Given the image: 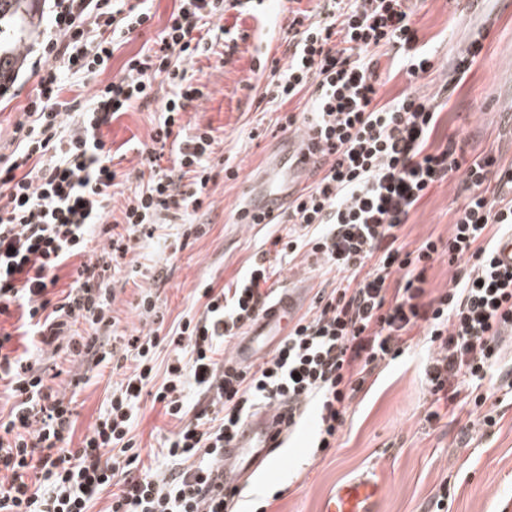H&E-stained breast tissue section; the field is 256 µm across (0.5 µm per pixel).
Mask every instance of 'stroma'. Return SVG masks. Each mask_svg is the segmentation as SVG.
<instances>
[{"label":"stroma","instance_id":"1","mask_svg":"<svg viewBox=\"0 0 512 512\" xmlns=\"http://www.w3.org/2000/svg\"><path fill=\"white\" fill-rule=\"evenodd\" d=\"M148 5L155 15L152 25L133 33L104 73L68 77L64 99L86 101L97 84L118 76L130 56L152 45L177 0H148ZM223 23L236 28V46L227 50L223 40L206 33L212 49L191 66L203 96L181 120L183 138L200 129L212 134L209 195L201 208H186L176 222L162 224L115 271L113 315L119 331L128 335L156 328L166 332L181 316L200 312V288L232 286L264 242L288 229L284 223L240 220L243 208L259 204L256 182L270 173L288 141L287 132L276 125V111L258 104L268 74L264 59L283 58L287 48L288 0H266L259 12H228ZM414 23L421 43L434 56V67L411 83L403 74H391L390 57L381 56V98L392 99L407 89L426 95L443 91L456 56L475 35H483L482 51L466 79L446 93L433 139L438 144L455 140L468 159L489 154L500 166L512 165V0H417ZM36 87L26 62L7 93L0 94V162L17 144L16 124ZM161 115L160 102L138 103L101 129L119 181L106 218L114 233H123L124 207L149 181L140 150L156 136ZM228 166L237 169V179L225 178ZM465 198L459 179L435 184L404 226L409 246L431 235L447 237ZM292 278L306 282L314 293L334 286L333 273L303 252L281 264L268 285L280 288ZM146 290L156 300L151 316L137 307ZM427 355V341L417 335L399 359L375 369L352 401L329 453L311 456V426L291 435L276 452L278 477L272 481L254 473L242 489L240 512H254L259 497L276 490L283 496L274 502L275 512H320L323 497L338 482L360 475L386 488L378 512H434V496L442 489L448 492V512H512V404L501 408L499 424L488 430H468L446 416L427 421L431 396L421 377ZM41 367L49 383L73 401L72 441L77 444L134 363L125 361L117 371L107 362L91 369L81 358L63 355L44 360ZM138 407L135 440L145 449L158 446L174 430V422L153 405L150 395H142Z\"/></svg>","mask_w":512,"mask_h":512}]
</instances>
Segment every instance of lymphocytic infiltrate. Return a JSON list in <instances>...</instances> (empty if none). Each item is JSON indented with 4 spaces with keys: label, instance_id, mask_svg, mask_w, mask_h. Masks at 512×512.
Segmentation results:
<instances>
[{
    "label": "lymphocytic infiltrate",
    "instance_id": "f902f5d3",
    "mask_svg": "<svg viewBox=\"0 0 512 512\" xmlns=\"http://www.w3.org/2000/svg\"><path fill=\"white\" fill-rule=\"evenodd\" d=\"M410 2L316 0L309 10L289 8L288 60L272 62L260 98L283 108L308 94L306 119L284 111L277 122L286 130L305 124L317 178L290 203V227L273 238L274 257L255 258L233 287L204 289L201 312L175 325L178 346L164 373L156 371V332L119 346L136 366L74 449L71 402L46 384L34 357L62 340L70 354L104 362L100 336L118 325L110 315L115 253L152 238L163 214L201 207L211 180L210 132L186 140L172 168L160 160L166 135L203 96L188 66L208 47L193 31L222 21L244 0H178L155 47L129 57L86 106L63 100L66 74L106 70L115 47L150 26L152 16L118 0H52L53 23L39 44L38 93L17 124L10 164L0 167V317L18 321L15 332L0 333V382L14 399L0 416V512H90L105 491L106 512H232L240 491L224 487V448L244 420L258 408L287 405L281 426L288 436L314 406L313 446L329 451L374 368L400 357L421 326L433 348L424 367L429 418L463 412L468 426L497 425L483 385L512 396V377L496 369L498 340L512 329V271L497 260L501 241L512 235V167L489 155L461 163L452 141L432 146L444 108L437 96L406 91L381 101V49H396L408 81L433 67ZM159 83L168 88L161 99L165 136L142 152L153 176L125 207L126 238L88 256L117 185L100 131L115 114L156 99ZM455 177L468 196L447 239L408 247L402 231L411 212L432 185ZM185 178L189 188L179 190ZM302 251L335 272V288L316 293L271 357L234 366L228 346L273 294L272 258ZM74 257L81 263L72 282L55 293ZM442 258L452 277L431 296L427 273ZM80 323L86 333L77 331ZM147 389L178 428L145 453L131 431ZM191 391L207 401L194 414ZM146 454L163 460L165 470L146 466Z\"/></svg>",
    "mask_w": 512,
    "mask_h": 512
}]
</instances>
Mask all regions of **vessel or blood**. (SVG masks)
Returning <instances> with one entry per match:
<instances>
[{"label":"vessel or blood","mask_w":512,"mask_h":512,"mask_svg":"<svg viewBox=\"0 0 512 512\" xmlns=\"http://www.w3.org/2000/svg\"><path fill=\"white\" fill-rule=\"evenodd\" d=\"M307 298L306 289L285 288L250 324L243 340L234 346V363L250 365L269 354L286 335L292 316ZM277 419V411L267 409L242 424L232 444L224 450L225 487L241 484L261 467L266 468L268 474H275L272 453L277 441ZM384 493V485L371 477L347 479L337 483L325 496L320 512H377V504Z\"/></svg>","instance_id":"1"}]
</instances>
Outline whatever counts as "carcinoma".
Wrapping results in <instances>:
<instances>
[{
	"label": "carcinoma",
	"instance_id": "carcinoma-1",
	"mask_svg": "<svg viewBox=\"0 0 512 512\" xmlns=\"http://www.w3.org/2000/svg\"><path fill=\"white\" fill-rule=\"evenodd\" d=\"M40 19L41 0H0V81L23 63V43L15 26L33 27Z\"/></svg>",
	"mask_w": 512,
	"mask_h": 512
}]
</instances>
